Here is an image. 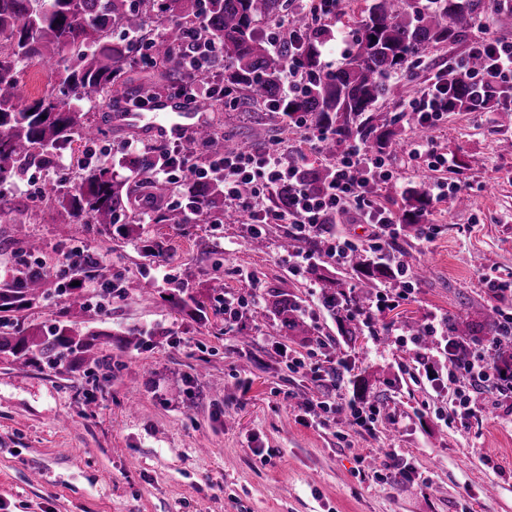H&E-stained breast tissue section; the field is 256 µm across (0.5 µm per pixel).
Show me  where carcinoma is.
Returning a JSON list of instances; mask_svg holds the SVG:
<instances>
[{
    "label": "carcinoma",
    "instance_id": "1",
    "mask_svg": "<svg viewBox=\"0 0 512 512\" xmlns=\"http://www.w3.org/2000/svg\"><path fill=\"white\" fill-rule=\"evenodd\" d=\"M156 8L176 17L158 36L148 30V19ZM494 8L495 0H376L351 30L344 61L328 69L319 53L325 30L310 25L303 14H283V0H209L203 17L199 16V0H162L159 8L155 0H0V186L29 166H52L51 151L76 141L92 142L101 135L77 101L114 91L132 95L151 86L149 82H132L129 73L134 50L126 42L112 39L117 31L139 32L160 77L176 84L182 76L176 46L185 35L186 25L199 22L210 37L224 44V92L235 97L238 107L272 108L286 120L298 116L325 127L328 136L322 152L329 157L354 141L377 153L396 154L403 149V140L390 123L376 115L377 104L388 93L389 79L409 72L429 47L461 41L469 31L483 25ZM284 17L300 36L308 75L305 87L290 97L282 93L288 49L272 52L254 29L259 18L276 22ZM61 54L65 55L64 64L57 71L53 91L30 103H20L16 73L21 64ZM448 83L458 109L479 110L484 90L467 74ZM196 138L206 145L209 159L240 149L233 137L211 127L196 132ZM288 162L311 191L322 189L331 179L330 170L307 166L297 153L288 156ZM119 165L148 174L155 157L140 155ZM79 169L82 176L73 190L61 193L53 186L46 197L75 224H97L109 232L116 220L123 218L122 227L132 231L139 219L130 211L126 182L109 167L83 163ZM189 188L203 211L224 212L222 185L192 182ZM429 207L428 196L410 187L402 193L397 218L402 224L420 227L428 220ZM0 220L15 225L14 235L20 242L39 248L23 232L31 215L2 194ZM283 249H307L324 256L326 241L321 236L289 237ZM345 267L350 280L334 279L331 287L323 289V301L341 334L351 341L365 328L377 331L367 314L369 300L392 275L364 250L351 252ZM52 277V268L40 267L0 283V325L13 322L12 331L0 335V354L27 360L36 353L39 361L51 367L62 365L71 372L99 366L105 332L83 331L69 321L45 333L14 318V314L44 299L45 286ZM171 301L194 321L206 318L204 306L182 288L171 294ZM267 307L278 321L279 331L307 333L298 302L273 295ZM480 331L492 337L498 360H512V335L503 327L497 308L487 310ZM448 334L463 340L474 335V330L450 314Z\"/></svg>",
    "mask_w": 512,
    "mask_h": 512
}]
</instances>
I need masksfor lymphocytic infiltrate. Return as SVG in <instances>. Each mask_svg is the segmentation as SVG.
<instances>
[{"label":"lymphocytic infiltrate","mask_w":512,"mask_h":512,"mask_svg":"<svg viewBox=\"0 0 512 512\" xmlns=\"http://www.w3.org/2000/svg\"><path fill=\"white\" fill-rule=\"evenodd\" d=\"M469 52L485 58L483 69L471 72V82L504 91V103L512 109V42L498 38L490 27L485 26ZM179 59L188 78L180 92L186 104H194L201 98L234 108V100L224 96V47L221 43L209 38L201 28H189ZM405 109L426 128L436 127L448 112L454 111L446 69L431 75L423 93L408 100ZM182 140V135L177 134L159 145L131 142L127 148L135 153L157 155L158 162L152 171V177L157 181L171 185L189 180L222 183L225 208L252 215L253 222L247 227L249 234H262L273 224L288 225L291 235L296 238L327 234V254L339 265L354 250L374 254L402 279L401 298H411L413 275L391 248L392 241L400 234L401 224L394 212L377 199L378 186L393 178L389 156L371 152L360 143L349 144L337 157L330 182L314 193L299 183L296 170L288 163V148L283 143L269 144L254 153L237 152L200 163L181 155ZM359 170L366 173L361 182L355 178ZM284 182L293 186L291 205L285 212L265 203L267 196ZM244 185L250 188L246 198L240 192ZM345 215L355 216L370 226L371 232L366 239H354L338 231L328 232V225L337 223ZM442 352L448 357V391L452 395L449 422L468 423L472 416L471 404L478 390L512 391V375L501 372L489 354L471 350L460 352L449 342L445 343Z\"/></svg>","instance_id":"obj_1"}]
</instances>
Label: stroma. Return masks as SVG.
Here are the masks:
<instances>
[{
    "label": "stroma",
    "instance_id": "stroma-1",
    "mask_svg": "<svg viewBox=\"0 0 512 512\" xmlns=\"http://www.w3.org/2000/svg\"><path fill=\"white\" fill-rule=\"evenodd\" d=\"M469 46L429 48L410 77L391 78L378 116L397 119L401 138L416 135L403 110L407 95ZM112 105L84 106L105 128L98 165L141 137L105 126ZM426 136L455 158L447 178L467 202H433L429 221L438 233L430 244L404 226L397 251L426 275L413 300L385 312L387 331H364L353 344L325 308L321 282L289 268L280 248L287 225L257 239L229 221L168 224L161 201L132 238L70 223L49 207L43 188L54 168L32 167L14 179L10 196L36 212L27 232L42 249L26 252L11 225L0 223V268L56 263L80 240L103 257L102 276L122 274L125 295L74 316L111 333L103 365L72 373L0 358V512H512V402L487 392L467 426L444 424L438 415L450 407L448 392L427 375L443 372L445 361L420 365L424 349L408 330L451 313L479 323L492 303L482 274L512 282V152L500 148L512 140V112H451ZM393 167V180L378 191L392 208L406 187L425 190L436 177L403 152ZM146 240L161 245L173 283L138 288L152 265L142 254ZM214 277L223 278L225 293H256L255 304L225 321L219 295L206 288ZM176 287L204 301V322L172 307ZM272 294L300 301L312 335H280L266 307ZM284 349L323 370L331 350H340L343 380L291 371ZM357 379L380 409L373 432H356L334 414L323 427L306 422L312 396L347 402ZM372 470L381 478H369Z\"/></svg>",
    "mask_w": 512,
    "mask_h": 512
}]
</instances>
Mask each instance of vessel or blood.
<instances>
[{
	"mask_svg": "<svg viewBox=\"0 0 512 512\" xmlns=\"http://www.w3.org/2000/svg\"><path fill=\"white\" fill-rule=\"evenodd\" d=\"M111 122L147 134L162 127L173 130H200L208 124L205 107L186 105L181 99L161 97L156 99L146 111L124 107L110 113Z\"/></svg>",
	"mask_w": 512,
	"mask_h": 512,
	"instance_id": "b4317fda",
	"label": "vessel or blood"
}]
</instances>
